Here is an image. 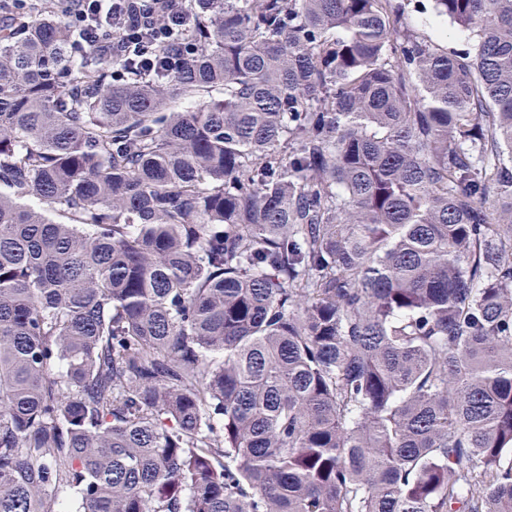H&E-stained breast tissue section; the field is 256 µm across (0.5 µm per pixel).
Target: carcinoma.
<instances>
[{
  "label": "carcinoma",
  "instance_id": "1",
  "mask_svg": "<svg viewBox=\"0 0 512 512\" xmlns=\"http://www.w3.org/2000/svg\"><path fill=\"white\" fill-rule=\"evenodd\" d=\"M176 5L0 26V512H512V0ZM129 0H53L57 13L66 25L77 31L71 46L74 56L84 58L89 53L101 58L111 57L125 46L134 33L141 29H153L158 37H168L172 30L186 25L182 13L173 8L175 0H152L148 13L133 18L124 15L123 3ZM162 14L173 25L155 26L154 15ZM167 21V20H166ZM167 21V22H168ZM118 27L121 31H117ZM432 0H412L408 6V27L417 34L436 42L444 49L454 50L462 47L466 34L456 30L449 21L435 18ZM444 30L450 35H441Z\"/></svg>",
  "mask_w": 512,
  "mask_h": 512
}]
</instances>
